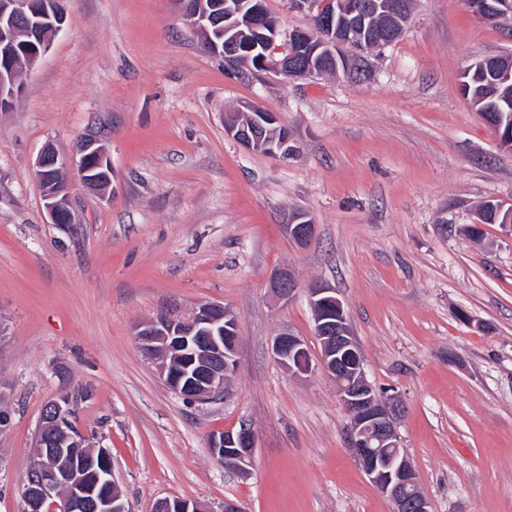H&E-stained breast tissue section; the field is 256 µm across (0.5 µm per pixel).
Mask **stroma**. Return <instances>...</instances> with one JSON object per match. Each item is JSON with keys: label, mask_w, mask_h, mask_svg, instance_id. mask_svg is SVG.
<instances>
[{"label": "stroma", "mask_w": 512, "mask_h": 512, "mask_svg": "<svg viewBox=\"0 0 512 512\" xmlns=\"http://www.w3.org/2000/svg\"><path fill=\"white\" fill-rule=\"evenodd\" d=\"M66 22L0 111V512H24L44 403L84 388L78 423L109 449L129 512L164 498L221 512H393L347 444L323 371L270 352L284 330L320 343L306 289L335 288L433 512H512V239L484 227L512 204V148L461 92L472 62L512 54L506 26L463 0H413L402 36L365 78L287 79L205 53L172 0H67ZM275 113L286 162L227 136L228 113ZM94 133L112 163L102 193L71 181L74 223L49 222L34 175L45 146ZM307 213L312 240L283 230ZM292 270L290 298L269 287ZM204 305L238 318L239 367L222 400L189 404L140 349L142 322ZM252 423L249 475L212 435Z\"/></svg>", "instance_id": "obj_1"}]
</instances>
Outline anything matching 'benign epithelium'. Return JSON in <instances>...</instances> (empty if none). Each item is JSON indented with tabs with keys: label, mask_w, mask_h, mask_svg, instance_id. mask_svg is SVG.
<instances>
[{
	"label": "benign epithelium",
	"mask_w": 512,
	"mask_h": 512,
	"mask_svg": "<svg viewBox=\"0 0 512 512\" xmlns=\"http://www.w3.org/2000/svg\"><path fill=\"white\" fill-rule=\"evenodd\" d=\"M65 0H0V103L7 107L22 90L27 70L23 62L34 65L51 48L66 22ZM181 21L192 28H206L205 22H224L222 56L236 59L256 57L261 70L270 69L283 77L320 76L336 65V55L344 45L362 51L364 45L350 32L336 34V12L357 21L372 11V0H289L292 7L307 13L314 37L307 29L288 34L287 50L274 57L280 35V21L264 15L263 0H215L210 17L195 9L192 0H173ZM496 20L512 32V0H498ZM225 132L244 147L256 152L288 159L296 155L291 135L275 144L260 136H249L231 115ZM35 175L44 188L45 210L51 223L66 226L63 217L72 211L69 173L89 188L99 189L112 182V165L103 146L92 135L81 139L71 155L46 148L35 163ZM294 216L284 225L288 237L297 244L309 242L315 225ZM271 288L279 296H291L298 288L291 271L278 270ZM314 311V334L321 342L317 363L309 360L305 342L290 331L278 333L272 353L288 372L310 375L320 368L336 382V393L348 420V446L364 473L394 506V512H432L429 499L419 490L415 471L401 446L397 431L399 404L394 396L378 392L368 381L357 341L351 330L343 301L336 289L326 284L307 288ZM136 337L142 351L156 363L159 377L174 393L191 403L215 401L226 394V382L238 368L240 341L237 317L229 310L205 305L192 316L183 318L165 314L139 325ZM77 406L63 395L46 401L41 425L36 434L38 457L44 448L87 447V435L75 424ZM209 447L216 459L232 462L238 472L247 474L253 464L257 438L254 428L243 423L211 437ZM99 456L100 481L115 486L112 459L107 449L91 450ZM27 512H127L121 494L93 499L84 497L81 478L63 473L56 466L37 464L24 487ZM165 512H203L196 503L166 499L160 504Z\"/></svg>",
	"instance_id": "1"
}]
</instances>
